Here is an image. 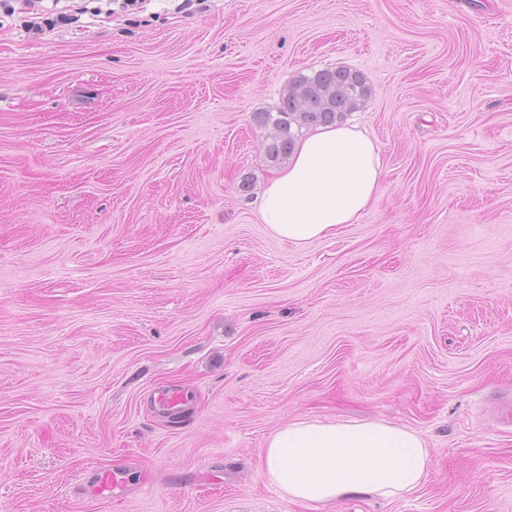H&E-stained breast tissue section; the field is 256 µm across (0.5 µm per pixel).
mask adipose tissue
I'll return each mask as SVG.
<instances>
[{
  "instance_id": "ef3b65f1",
  "label": "adipose tissue",
  "mask_w": 512,
  "mask_h": 512,
  "mask_svg": "<svg viewBox=\"0 0 512 512\" xmlns=\"http://www.w3.org/2000/svg\"><path fill=\"white\" fill-rule=\"evenodd\" d=\"M385 166L378 142L358 125L321 127L296 144L286 168L258 200V218L281 240L303 246L356 224L378 200ZM266 478L290 501L331 504L356 495L416 492L431 466L415 430L386 422L301 420L269 436Z\"/></svg>"
}]
</instances>
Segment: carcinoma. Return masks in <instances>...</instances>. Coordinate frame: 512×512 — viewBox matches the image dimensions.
Listing matches in <instances>:
<instances>
[{"mask_svg":"<svg viewBox=\"0 0 512 512\" xmlns=\"http://www.w3.org/2000/svg\"><path fill=\"white\" fill-rule=\"evenodd\" d=\"M369 95L363 73L331 67L295 76L284 90L276 112L254 113L256 123L273 128L266 145L270 162L280 164L291 156L304 129L334 125L360 107Z\"/></svg>","mask_w":512,"mask_h":512,"instance_id":"cac0c4a2","label":"carcinoma"}]
</instances>
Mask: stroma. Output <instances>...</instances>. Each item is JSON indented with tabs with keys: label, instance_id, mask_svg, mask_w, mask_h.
Returning a JSON list of instances; mask_svg holds the SVG:
<instances>
[{
	"label": "stroma",
	"instance_id": "1",
	"mask_svg": "<svg viewBox=\"0 0 512 512\" xmlns=\"http://www.w3.org/2000/svg\"><path fill=\"white\" fill-rule=\"evenodd\" d=\"M87 5L0 8V512H512V0ZM328 66L367 79L345 119L385 183L296 247L258 220L254 115ZM305 419L415 430L433 464L290 502L262 459ZM124 486V481L112 471L96 475L91 491L99 496L112 497V494L119 492Z\"/></svg>",
	"mask_w": 512,
	"mask_h": 512
}]
</instances>
